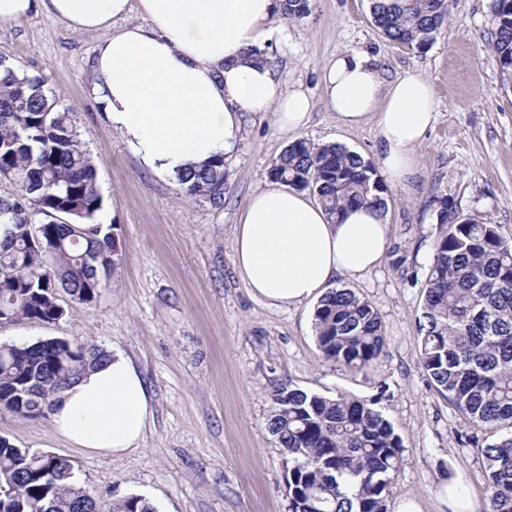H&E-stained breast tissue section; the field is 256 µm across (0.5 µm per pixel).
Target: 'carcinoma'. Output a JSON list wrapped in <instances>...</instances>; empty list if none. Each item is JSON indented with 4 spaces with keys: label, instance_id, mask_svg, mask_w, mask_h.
<instances>
[{
    "label": "carcinoma",
    "instance_id": "carcinoma-1",
    "mask_svg": "<svg viewBox=\"0 0 512 512\" xmlns=\"http://www.w3.org/2000/svg\"><path fill=\"white\" fill-rule=\"evenodd\" d=\"M375 27L411 50L430 45L457 0H369ZM310 0H284L288 20L310 13ZM492 41L501 85L512 91V0H494ZM5 66L0 80V177L16 194L0 198V224L13 225L0 245V319L53 323L64 291L85 304L108 287L120 254L99 221L103 197L92 157L47 79ZM271 176L308 190L333 221L353 207L388 208L374 164L338 143L298 139L276 158ZM226 168L219 156L177 177L185 196L223 201ZM441 200L440 233L418 318V358L438 392L473 428L498 432L478 448L488 470L490 512H512V239L497 224L452 219ZM39 229L45 252L32 245ZM322 357L362 372L381 357L378 310L349 288H330L314 311ZM91 342L41 340L0 345V411L49 416L52 397L98 363ZM268 427L285 453L288 512H388L402 441L376 400L327 397L291 386L271 394ZM59 456L17 448L0 437V512H156L138 496L107 505L73 481Z\"/></svg>",
    "mask_w": 512,
    "mask_h": 512
}]
</instances>
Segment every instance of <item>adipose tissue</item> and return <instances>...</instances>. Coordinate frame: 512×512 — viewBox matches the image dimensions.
Returning a JSON list of instances; mask_svg holds the SVG:
<instances>
[{
    "mask_svg": "<svg viewBox=\"0 0 512 512\" xmlns=\"http://www.w3.org/2000/svg\"><path fill=\"white\" fill-rule=\"evenodd\" d=\"M134 4L146 24L114 28ZM281 9L282 0H0V20L36 13L77 32L107 30L92 60L94 94L140 162L174 178L226 154L241 113H271L284 134L308 124L309 95L284 89L269 63L279 40L270 20ZM320 82L341 127L375 123L379 168L389 183L407 184L436 118L430 82L414 71L386 81L376 58L356 50L329 57ZM387 248L376 210L354 207L333 223L304 193L270 182L242 211L233 262L254 297L290 306L372 270ZM151 401L133 360L112 349L58 394L50 419L74 447L117 457L142 440Z\"/></svg>",
    "mask_w": 512,
    "mask_h": 512,
    "instance_id": "ef3b65f1",
    "label": "adipose tissue"
}]
</instances>
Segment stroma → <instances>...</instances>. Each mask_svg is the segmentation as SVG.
I'll return each mask as SVG.
<instances>
[{
    "mask_svg": "<svg viewBox=\"0 0 512 512\" xmlns=\"http://www.w3.org/2000/svg\"><path fill=\"white\" fill-rule=\"evenodd\" d=\"M279 80L302 88L313 109L299 135L280 133L267 113H243L225 155L224 201L186 199L179 184L142 168L91 92V60L103 32L75 33L34 14L0 21V56L43 76L77 113L81 140L98 170L100 221L121 261L110 285L86 305L67 294L53 323L0 326V344L59 338L128 354L152 392L153 418L140 445L105 457L58 438L50 420L0 412V436L19 448L68 459L80 483L109 502L131 495L156 512H288L285 457L268 428L270 394L280 384L329 396L376 399L402 439L388 512L405 502L448 512L438 488L487 501L484 461L473 431L436 390L417 355V320L439 233L441 198L455 210L500 225L512 237V91L500 84L491 51L493 0H458L447 26L422 50L393 44L373 25L369 0H311L298 21L272 20ZM376 57L386 80L413 70L434 89L437 118L416 153L408 187L388 185V249L381 264L338 286L378 310L385 348L361 373L322 358L315 303L277 307L252 296L233 263L234 233L251 193L270 181L274 160L295 138L335 142L375 159V125L340 127L323 100L320 69L332 53Z\"/></svg>",
    "mask_w": 512,
    "mask_h": 512,
    "instance_id": "1",
    "label": "stroma"
}]
</instances>
